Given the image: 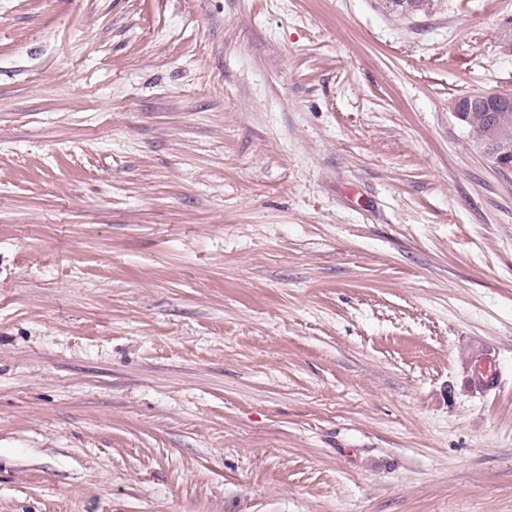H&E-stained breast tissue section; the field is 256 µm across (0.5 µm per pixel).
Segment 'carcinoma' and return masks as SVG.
<instances>
[{"instance_id": "cac0c4a2", "label": "carcinoma", "mask_w": 512, "mask_h": 512, "mask_svg": "<svg viewBox=\"0 0 512 512\" xmlns=\"http://www.w3.org/2000/svg\"><path fill=\"white\" fill-rule=\"evenodd\" d=\"M470 111L460 123L492 160L502 154L512 162V103L507 106L469 96Z\"/></svg>"}]
</instances>
